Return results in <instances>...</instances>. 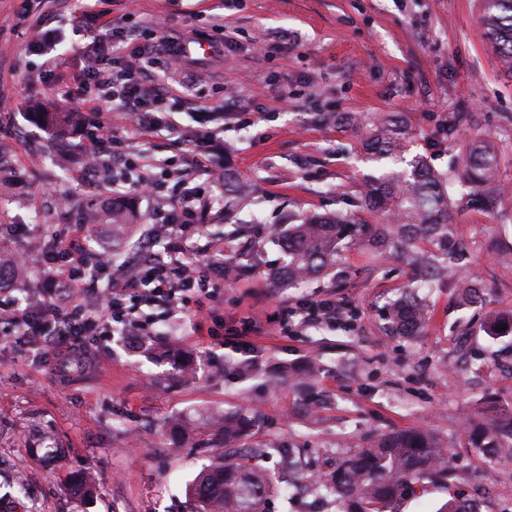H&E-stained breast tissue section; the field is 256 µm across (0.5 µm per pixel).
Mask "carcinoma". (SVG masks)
<instances>
[{"mask_svg": "<svg viewBox=\"0 0 512 512\" xmlns=\"http://www.w3.org/2000/svg\"><path fill=\"white\" fill-rule=\"evenodd\" d=\"M481 24L487 39L501 58L512 66V0H483ZM336 125L366 130L361 142L364 161L374 168L364 180L356 201L358 212L296 214L288 217V231L281 239L286 263L280 279L299 288L311 279L336 272L343 245L357 243L377 252L415 253L420 246L422 283L448 273L462 258L455 235L453 209L496 212L504 186L498 178L499 154L479 139L460 140L458 124L442 129L458 148V167L444 174L427 159L412 152L411 132L397 115H375L362 122L350 112L336 113ZM227 199L250 191L233 173H224ZM95 224L112 225V241L118 243L133 226L134 203L115 198L100 211L85 209ZM374 214V224L363 218ZM470 304L481 302L482 283L470 279L458 286ZM428 323L423 300L411 291L389 304L387 324L395 336L421 335ZM506 330L500 331L498 327ZM487 334L498 339L512 334V309L492 315ZM222 420L224 453L211 459L189 486L199 504L198 512H268L267 506L282 482L306 471L309 464L293 449L277 446L255 448L248 443L254 420L241 414L211 413L207 421ZM466 447L492 469L512 467V408L496 401L472 411L462 429ZM281 458V474L274 479L259 462ZM455 449L429 427H415L374 435L368 446L348 453L315 485L336 497L340 512H396L395 505L415 487L448 486L455 477ZM436 512H482L477 498L449 497Z\"/></svg>", "mask_w": 512, "mask_h": 512, "instance_id": "carcinoma-1", "label": "carcinoma"}]
</instances>
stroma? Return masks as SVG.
<instances>
[{
  "label": "stroma",
  "mask_w": 512,
  "mask_h": 512,
  "mask_svg": "<svg viewBox=\"0 0 512 512\" xmlns=\"http://www.w3.org/2000/svg\"><path fill=\"white\" fill-rule=\"evenodd\" d=\"M481 0H0V251L24 252L27 266L12 272L30 304L48 299L49 272L41 247L73 238L114 248L116 274L130 275L143 254L139 244L165 214L148 197L120 245L107 224H86L82 208L108 199L85 179L87 140L81 124L48 130L30 112L39 99L59 97L54 77L80 75L104 50L74 36L72 20L87 26L112 21L143 26L157 39L197 34L223 44L209 66L174 70L156 56L144 83L165 81L189 98L167 103L173 130L154 134L150 154L167 164L161 195L178 182L198 183L188 136L223 128L224 144L209 156V192L195 221L199 245L220 243L241 273L221 284L216 314L189 310L158 320L155 308L136 306L152 324L156 342L193 354L197 378L178 379L170 359L148 358L122 336L88 334L77 342L83 364L60 369L45 347L0 323V504L13 512H195L186 486L215 451L219 433L184 437L170 428L177 417L211 411L257 415L256 446L302 449L318 469L366 446L371 433L426 426L457 443L463 417L493 397L512 404V339H494L489 315L512 309V199L498 214L462 212L456 234L468 260L419 288L411 258L346 245L338 259L342 284L326 278L302 288L281 284L285 256L273 241L289 215L349 211L368 167L360 135L337 128L332 114L396 113L412 130L413 152L438 171L454 164L456 150L438 139L450 121L460 138L481 135L499 152L503 182L512 186V71L478 23ZM52 32L54 60L28 45ZM235 173L252 191L224 209V174ZM478 278L482 306L457 299L458 283ZM429 311L422 335L387 330V304L411 288ZM335 301V324H301L299 309ZM225 330H247L252 363L212 339L215 319ZM314 362L309 394L318 415L298 411L300 395L288 370ZM60 451L46 464L45 444ZM462 481L428 487L408 497L399 512H435L450 494L485 493V512H512V471L486 472L459 448ZM93 473L96 497L73 495L76 474Z\"/></svg>",
  "instance_id": "obj_1"
}]
</instances>
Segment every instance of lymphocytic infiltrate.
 Instances as JSON below:
<instances>
[{
	"label": "lymphocytic infiltrate",
	"instance_id": "f902f5d3",
	"mask_svg": "<svg viewBox=\"0 0 512 512\" xmlns=\"http://www.w3.org/2000/svg\"><path fill=\"white\" fill-rule=\"evenodd\" d=\"M74 35L91 36L94 45L112 44L117 39L135 41L137 49L116 57L111 66L88 69L81 77L82 88L91 89L85 97L88 109L89 148L96 163H116L125 156L112 134V125L101 112L104 103H112L126 112L131 127L141 139L168 126L165 97L160 91L146 92L143 86L145 63L153 47V36L139 29L101 24L96 32H87L74 22ZM200 201L198 188H183L166 200L168 221L176 230L168 236L163 253L144 242L145 256L133 275L110 280L103 302L93 307L86 297L97 287L112 266L109 249L92 248L86 241L72 239L55 243L45 250L44 261L53 269L52 298L36 306L20 300L0 303V322L20 335L32 336L42 345L61 348L71 336L95 333L99 336H140L144 330L137 317L128 312L127 299H137L169 310L186 309L190 302L212 297L211 284L223 280L224 249L220 246L197 247L199 227L193 217Z\"/></svg>",
	"mask_w": 512,
	"mask_h": 512
}]
</instances>
